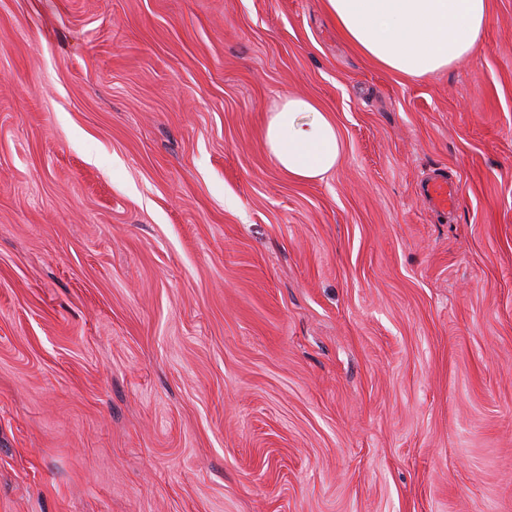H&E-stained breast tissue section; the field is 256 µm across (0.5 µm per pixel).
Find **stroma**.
Masks as SVG:
<instances>
[{
  "instance_id": "obj_1",
  "label": "stroma",
  "mask_w": 512,
  "mask_h": 512,
  "mask_svg": "<svg viewBox=\"0 0 512 512\" xmlns=\"http://www.w3.org/2000/svg\"><path fill=\"white\" fill-rule=\"evenodd\" d=\"M0 512H512V0L420 78L324 0H0ZM263 141L274 165L298 181L321 178L336 167L341 155L331 117L302 97L279 100L268 114ZM427 195L430 201L439 208L447 209L454 199L452 188L445 178L434 179L427 184Z\"/></svg>"
}]
</instances>
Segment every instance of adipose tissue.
<instances>
[{"mask_svg": "<svg viewBox=\"0 0 512 512\" xmlns=\"http://www.w3.org/2000/svg\"><path fill=\"white\" fill-rule=\"evenodd\" d=\"M338 35L377 66L433 75L472 55L488 22V0H325ZM263 141L274 165L298 181L334 169L341 145L331 117L311 100L282 97Z\"/></svg>", "mask_w": 512, "mask_h": 512, "instance_id": "adipose-tissue-1", "label": "adipose tissue"}]
</instances>
